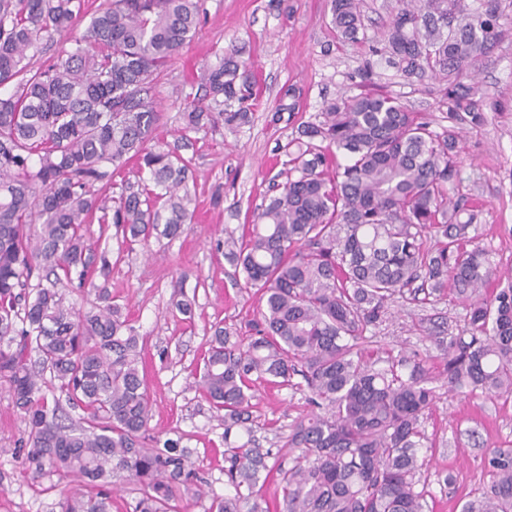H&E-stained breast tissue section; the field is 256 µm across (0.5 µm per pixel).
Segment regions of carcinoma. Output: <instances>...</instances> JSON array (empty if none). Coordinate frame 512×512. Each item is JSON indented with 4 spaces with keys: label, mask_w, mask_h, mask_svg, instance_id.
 Here are the masks:
<instances>
[{
    "label": "carcinoma",
    "mask_w": 512,
    "mask_h": 512,
    "mask_svg": "<svg viewBox=\"0 0 512 512\" xmlns=\"http://www.w3.org/2000/svg\"><path fill=\"white\" fill-rule=\"evenodd\" d=\"M201 2L0 0V90L10 88L0 93V382L27 425L11 452L24 476L45 493L54 477L82 480L59 512H112V479L124 474L138 485L133 512H186V496H201L190 450L151 433L143 337L96 282L112 263L90 242L95 222L113 225L130 250L179 236L193 216L181 154L191 134L251 121L258 81L232 50L207 66L205 97L184 107L177 141L153 137L162 120L153 81L195 37ZM331 9L341 39L356 41L360 0ZM500 19L466 0H402L389 59L409 77L446 82L448 126L437 132L372 88L325 102L283 146L285 180L251 227L224 239V257L264 307L254 335L233 340L218 328L203 357L198 387L224 412L233 488L208 512H269L255 490L266 463L253 447L251 383L294 375L312 410L288 437L293 465L276 469V512H423L415 476L432 376L421 359L389 356L380 368L366 350L365 333L396 298L451 290L467 301L460 335L427 329L448 387L512 396V276L484 293L494 270L470 236L473 204L450 194L459 126L485 120L474 73L509 31ZM55 42L56 58L33 66ZM131 160L135 182L119 196L94 190ZM63 283L100 304L66 302ZM237 433L247 440L231 441ZM484 467L490 489L463 512H512V448L490 450Z\"/></svg>",
    "instance_id": "carcinoma-1"
}]
</instances>
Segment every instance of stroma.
I'll return each instance as SVG.
<instances>
[{
	"mask_svg": "<svg viewBox=\"0 0 512 512\" xmlns=\"http://www.w3.org/2000/svg\"><path fill=\"white\" fill-rule=\"evenodd\" d=\"M363 27L345 42L331 23L330 0H204L196 37L183 47L156 86L164 115L157 137L173 141L184 105L203 94V73L218 55L237 50L257 71L259 98L249 125L200 137L189 182L196 211L179 237L151 239L148 249L122 255L108 288L127 307L144 338L145 380L152 404L150 427L162 437L181 438L205 485L188 512H208L228 491L224 422L198 392L202 358L215 328L245 336L263 306L258 289L247 288L224 257L225 237L241 236L244 224L271 195L281 169L280 148L314 121L325 101L362 92L364 70L376 89L421 113L434 130L446 126L443 86L404 76L388 63L385 33L398 0H361ZM477 80L491 107L482 127L465 130L460 143L463 193L477 202L478 242L494 268L512 273V34L480 63ZM194 300L192 316L176 304ZM466 307L454 295L393 303L369 331L372 348L417 353L436 378L435 399L421 428L426 464L416 477L424 512H462L464 503L490 483L486 453L512 445V397L449 391L440 379V352L423 328L441 323L461 333ZM253 437L266 464L288 465L285 444L294 423L308 410L305 385L277 387L255 382ZM27 438V427L6 386L0 385V512H58L72 485L43 493L25 479L10 451Z\"/></svg>",
	"mask_w": 512,
	"mask_h": 512,
	"instance_id": "1",
	"label": "stroma"
}]
</instances>
